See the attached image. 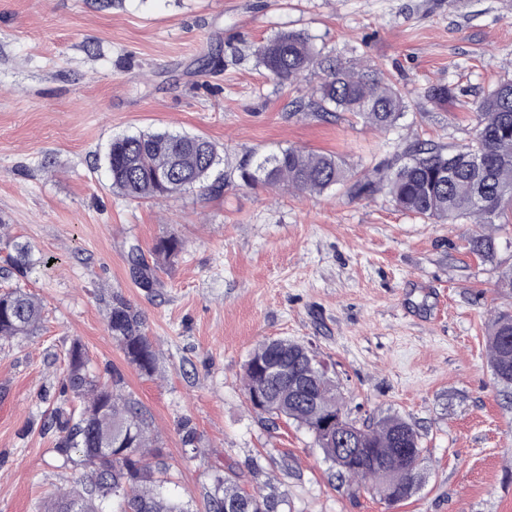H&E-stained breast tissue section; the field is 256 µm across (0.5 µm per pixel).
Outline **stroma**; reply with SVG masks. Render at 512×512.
Masks as SVG:
<instances>
[{
    "label": "stroma",
    "mask_w": 512,
    "mask_h": 512,
    "mask_svg": "<svg viewBox=\"0 0 512 512\" xmlns=\"http://www.w3.org/2000/svg\"><path fill=\"white\" fill-rule=\"evenodd\" d=\"M284 30L345 61L367 56L407 95L398 127L291 115L305 86L254 56ZM511 76L512 0H0V222L33 260L26 276L0 274V291L44 303L32 335L0 344V512H36L89 474L42 429L76 340L94 374L122 372L152 418L167 492L194 512H211L220 471L250 492L272 480L280 512H512V393L495 386L486 352L489 318L512 310L497 286L512 224L489 226L496 249L479 256L475 225L422 220L382 193L231 184L130 201L104 164L113 136L165 129L207 136L232 164L296 145L358 173L410 140L467 143L477 99ZM448 84L452 100L428 98ZM172 234L183 250L157 265L153 246ZM134 245L153 288L129 273ZM116 295L142 315L154 376L112 340ZM283 337L328 363L351 420L414 427L424 460L411 499L356 489L307 430L249 406L248 355Z\"/></svg>",
    "instance_id": "stroma-1"
}]
</instances>
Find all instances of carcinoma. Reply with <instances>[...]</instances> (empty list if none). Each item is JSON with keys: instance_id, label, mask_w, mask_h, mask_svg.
<instances>
[{"instance_id": "carcinoma-1", "label": "carcinoma", "mask_w": 512, "mask_h": 512, "mask_svg": "<svg viewBox=\"0 0 512 512\" xmlns=\"http://www.w3.org/2000/svg\"><path fill=\"white\" fill-rule=\"evenodd\" d=\"M257 63L274 78L294 82L316 71L323 78L311 91L292 102L294 111L323 117L331 112H351L379 130L398 125L407 109L406 95L378 76L361 59L342 63L317 49L313 37L302 30L283 31L262 42L255 51ZM477 122L473 137L458 146L416 140L403 149L385 170H372L352 179L346 161L337 154L313 153L290 145L254 163L247 158L213 177L221 161L218 146L209 138L187 132L142 131L115 136L104 159L112 192L136 201L164 198L192 187L214 193L238 181L251 186L259 181L282 185L308 194H321L338 184L351 182L355 196L384 190L405 211L440 224L465 220L472 224L512 222V79L476 102ZM470 250L488 256L495 250L493 237L478 234L469 240ZM174 236L160 239L155 256L168 261L181 252ZM139 248L129 250V265L137 269L135 281L154 286L147 266L140 263ZM4 263L21 272L31 265V249L14 244ZM43 304L34 295L14 289L0 294V340L31 335L41 323ZM108 330L128 363L152 376L157 353L149 342L141 314L118 299L108 313ZM487 348L496 385L512 387V312L500 311L489 322ZM311 347L288 338L267 340L245 363L247 399L251 407L278 419L292 420L305 428L322 449L325 461L349 452L351 464L342 476L365 486L384 502L390 495L409 499V488L418 476L423 448L411 424L387 416L358 433L359 451L336 441V415L345 412L336 381L318 364ZM277 361L287 372L281 378L265 375V366ZM84 345L76 340L68 351L64 389L76 405L55 408L43 427L57 435L62 453L77 448L90 469L87 481L57 490L44 503V512H66L79 504L80 512H101L110 499L117 512H193L190 503L163 491L161 462L150 424L144 413L124 394L123 378L114 371L109 380L90 374ZM304 381L307 389L293 387ZM211 500H228L237 512H277L271 494L248 492L229 475L214 479Z\"/></svg>"}]
</instances>
